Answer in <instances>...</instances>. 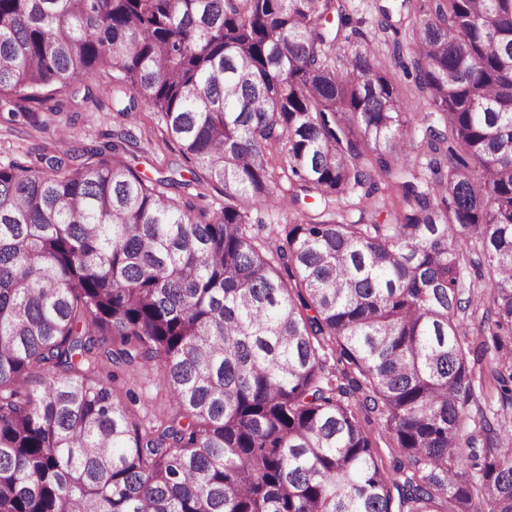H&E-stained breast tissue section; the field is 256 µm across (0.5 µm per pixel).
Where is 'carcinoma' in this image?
I'll list each match as a JSON object with an SVG mask.
<instances>
[{
  "label": "carcinoma",
  "instance_id": "carcinoma-1",
  "mask_svg": "<svg viewBox=\"0 0 512 512\" xmlns=\"http://www.w3.org/2000/svg\"><path fill=\"white\" fill-rule=\"evenodd\" d=\"M401 2L390 56L437 127L342 0H0L6 121L110 71L115 111L161 114L225 187L167 196L128 133L0 164V512H512L474 388L512 339V0ZM298 189L260 241L252 209ZM358 189L369 224L340 207ZM148 362L169 405L143 427L103 372ZM492 378L512 407V361ZM389 75L395 82L397 90L404 98L409 110L411 112H421L423 104L420 103V95L412 86V79L404 75V73L393 66H389ZM168 196L176 197L182 200L193 199L197 202L218 208L224 204V188L220 185H214L207 180H201L199 183H193L189 186L174 187L163 189ZM361 421L366 430L370 432L379 455L385 464L389 465L395 456L399 457V449L395 448V444L388 433L384 431L378 417L370 414L367 420L362 415Z\"/></svg>",
  "mask_w": 512,
  "mask_h": 512
}]
</instances>
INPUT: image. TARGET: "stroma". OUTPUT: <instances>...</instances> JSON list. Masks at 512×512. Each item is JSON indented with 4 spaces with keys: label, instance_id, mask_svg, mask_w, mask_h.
Segmentation results:
<instances>
[{
    "label": "stroma",
    "instance_id": "1",
    "mask_svg": "<svg viewBox=\"0 0 512 512\" xmlns=\"http://www.w3.org/2000/svg\"><path fill=\"white\" fill-rule=\"evenodd\" d=\"M37 125L9 124L0 118V163L35 153L52 141L58 140L62 130H70V147L83 149L99 147L111 141L113 133L128 130L137 139L135 163L151 178L170 175L182 162L177 144L170 140L160 115L146 107H138L129 116L122 117L112 110V77L98 73L88 85L53 94L42 103L33 105ZM164 372L154 364L136 373L118 371L112 384L114 396H124L134 390L140 397L133 408V418L148 423L154 411L163 404Z\"/></svg>",
    "mask_w": 512,
    "mask_h": 512
}]
</instances>
